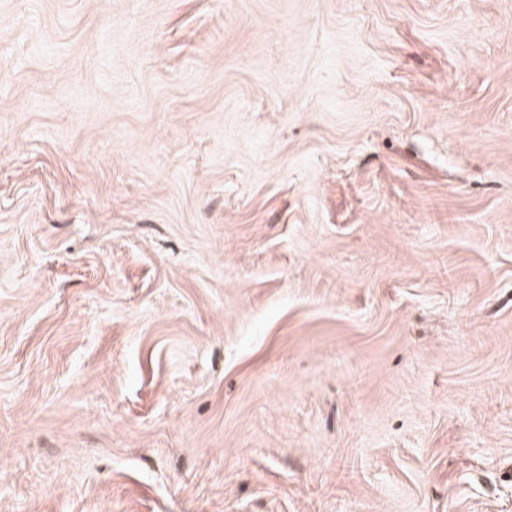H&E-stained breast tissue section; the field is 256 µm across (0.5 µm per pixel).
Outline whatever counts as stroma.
I'll return each mask as SVG.
<instances>
[{
    "label": "stroma",
    "mask_w": 512,
    "mask_h": 512,
    "mask_svg": "<svg viewBox=\"0 0 512 512\" xmlns=\"http://www.w3.org/2000/svg\"><path fill=\"white\" fill-rule=\"evenodd\" d=\"M0 512H512V0H0Z\"/></svg>",
    "instance_id": "35a3bbf8"
}]
</instances>
